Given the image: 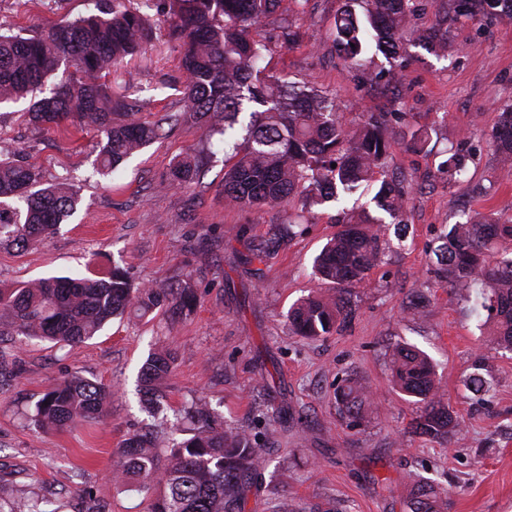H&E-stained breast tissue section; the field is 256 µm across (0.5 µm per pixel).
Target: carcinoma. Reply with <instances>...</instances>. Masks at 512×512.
Returning <instances> with one entry per match:
<instances>
[{
  "mask_svg": "<svg viewBox=\"0 0 512 512\" xmlns=\"http://www.w3.org/2000/svg\"><path fill=\"white\" fill-rule=\"evenodd\" d=\"M100 14L60 22L30 36L0 34V103L31 97L28 120L50 130L69 121L93 126L102 134L98 154L102 169L118 168L135 152L159 137L162 123L224 122V144L242 152L224 172V199L233 206L277 204L306 185L302 208L310 210L353 193L390 157L386 112H369L353 131L344 127L335 99L328 93L295 85L261 66L269 44L252 35L281 0H161L171 19L169 36L183 44L186 74L183 106L163 121L149 122L127 114L112 122V110L127 109L112 100L105 77L112 67L136 54L147 34V20L137 9L118 5ZM443 17L417 36L438 58L448 55V21L460 17L512 19V0H441ZM420 11V0H345L336 17L335 38L345 66L365 72L371 60L367 44L387 61L402 65L407 54L404 31ZM71 64L74 71L60 70ZM54 79V88L44 87ZM249 113V120L240 115ZM498 164L512 169V106L500 113L494 134ZM336 167H331V164ZM198 156L178 160L170 184L187 186L200 179ZM448 181L465 173L464 158L450 156L442 166ZM408 188L401 180L381 181L373 211L360 223L345 224L313 260V273L336 288V296H308L288 311L292 331L303 337H324L344 326L353 314L352 292L385 257L389 243L383 228L395 227L403 239ZM78 196L61 182L39 187V176L25 157L0 160V242L21 250L41 242L68 223ZM436 258L433 273L455 288L476 289L477 304L495 314L500 345L512 350V222L495 212L462 213L444 226L429 245ZM192 288H136L126 271L112 268L74 277L34 280L22 287L0 289V313L8 318L0 337L73 345L96 335L115 317L134 312L145 316L158 308L191 309ZM176 354L170 349L150 354L141 381L150 409L160 412ZM391 371L395 385L417 406L415 429L443 440L460 423L438 394L435 367L422 351L408 344L394 347ZM109 393L101 384L73 374L55 383L38 400L30 420L43 429L74 427L103 415ZM343 414L354 422L373 410L366 386L349 379L336 391ZM197 427L191 437L169 446L156 432H136L120 453L115 486L151 496L147 512H247L249 494L261 475L257 438L226 429L206 406L183 408ZM409 512H448L447 493L414 477ZM0 512H42L39 500L20 495Z\"/></svg>",
  "mask_w": 512,
  "mask_h": 512,
  "instance_id": "cac0c4a2",
  "label": "carcinoma"
}]
</instances>
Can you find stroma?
Masks as SVG:
<instances>
[{
  "label": "stroma",
  "mask_w": 512,
  "mask_h": 512,
  "mask_svg": "<svg viewBox=\"0 0 512 512\" xmlns=\"http://www.w3.org/2000/svg\"><path fill=\"white\" fill-rule=\"evenodd\" d=\"M96 0H0V27L31 34L94 13ZM151 32L140 52L115 66L113 98L155 122L179 111L186 85L182 52L168 41L158 0H124ZM341 0H310L300 38L283 45L281 27L292 0H281L260 34L271 43L268 71L331 94L346 125L363 113H390L389 170L411 183L404 219L409 236L394 242L354 292L355 312L339 331L318 339L295 335L290 306L335 290L314 278L312 261L339 228L355 221L380 185L374 174L350 198L301 214L297 203L240 210L224 200V155L208 156L199 183L170 185L173 161L205 148L193 123L164 126L161 136L119 171L96 173L101 136L91 126L43 132L24 118L26 102L0 106V156L24 152L43 184L62 180L80 191V205L58 234L21 251L0 243V289L37 278L118 266L135 286L190 283L197 302L179 318L165 310L113 320L93 338L62 347L21 336L0 340L20 360L0 383V502L18 491L38 497L43 512L71 502L106 512H146L145 494L117 491L118 450L153 426L139 372L149 353L166 347L177 361L168 380L172 410L198 399L224 426L260 436L261 486L250 512H408L411 476L448 493V512H512V351L500 348L487 311L473 310L462 291L435 277L429 242L458 210L512 216V173L490 149L501 109L512 104V20L449 25L452 48L438 58L410 48L404 68L376 57L368 73L347 71L334 46ZM426 130L431 152L408 149L406 126ZM462 152L466 177L448 183L442 161ZM302 216L305 230L277 238L278 227ZM407 342L438 363L445 402L460 428L441 442L414 432L416 408L396 390L389 353ZM111 393L99 423L41 429L26 413L67 374ZM487 383L474 394L463 382ZM352 378L368 386L377 408L352 425L336 390ZM295 415L290 427L268 423L269 407Z\"/></svg>",
  "instance_id": "1"
}]
</instances>
